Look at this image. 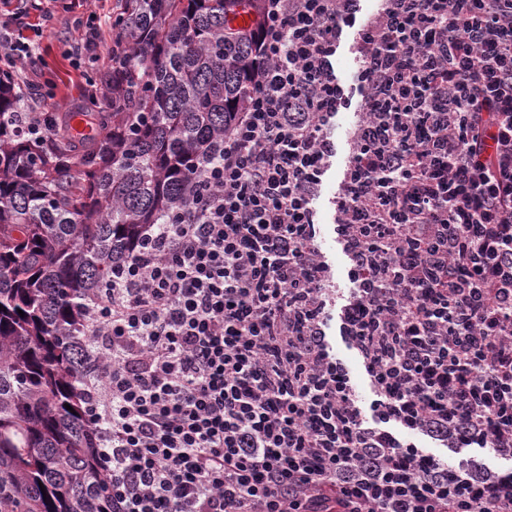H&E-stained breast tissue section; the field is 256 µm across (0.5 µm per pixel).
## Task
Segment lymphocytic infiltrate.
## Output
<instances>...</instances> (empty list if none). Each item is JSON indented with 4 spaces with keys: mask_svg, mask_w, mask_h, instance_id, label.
Returning a JSON list of instances; mask_svg holds the SVG:
<instances>
[{
    "mask_svg": "<svg viewBox=\"0 0 512 512\" xmlns=\"http://www.w3.org/2000/svg\"><path fill=\"white\" fill-rule=\"evenodd\" d=\"M364 2L265 0L249 110L86 307L112 512H512V0Z\"/></svg>",
    "mask_w": 512,
    "mask_h": 512,
    "instance_id": "f902f5d3",
    "label": "lymphocytic infiltrate"
}]
</instances>
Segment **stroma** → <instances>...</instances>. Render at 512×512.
I'll list each match as a JSON object with an SVG mask.
<instances>
[{"label": "stroma", "instance_id": "obj_1", "mask_svg": "<svg viewBox=\"0 0 512 512\" xmlns=\"http://www.w3.org/2000/svg\"><path fill=\"white\" fill-rule=\"evenodd\" d=\"M69 0H57L53 26L40 25L36 12L21 8L20 0H10L18 12L17 27L35 49L29 73L23 81L31 89L34 108L57 116L77 111L89 90L90 69L112 68V21L118 0H86L69 8ZM99 26L101 43L95 63L75 64L73 47L83 42L90 26Z\"/></svg>", "mask_w": 512, "mask_h": 512}]
</instances>
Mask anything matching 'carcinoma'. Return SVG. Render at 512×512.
Instances as JSON below:
<instances>
[{
  "label": "carcinoma",
  "instance_id": "1",
  "mask_svg": "<svg viewBox=\"0 0 512 512\" xmlns=\"http://www.w3.org/2000/svg\"><path fill=\"white\" fill-rule=\"evenodd\" d=\"M261 14V0H124L123 80H93L86 138L20 133L23 91L0 75V512H112L86 416L85 306L224 149L251 99Z\"/></svg>",
  "mask_w": 512,
  "mask_h": 512
}]
</instances>
